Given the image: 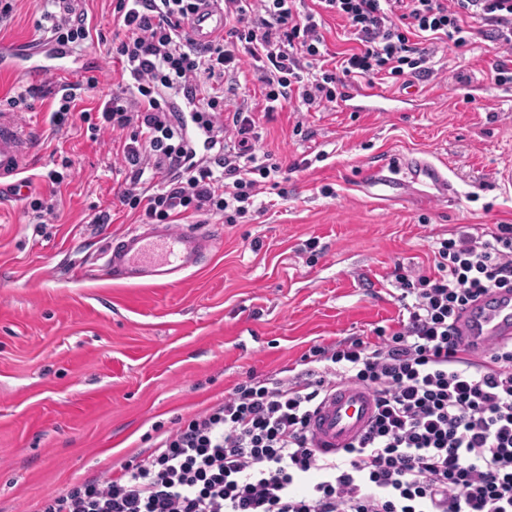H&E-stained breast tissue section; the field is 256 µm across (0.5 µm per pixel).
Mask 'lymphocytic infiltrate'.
<instances>
[{
  "instance_id": "obj_1",
  "label": "lymphocytic infiltrate",
  "mask_w": 512,
  "mask_h": 512,
  "mask_svg": "<svg viewBox=\"0 0 512 512\" xmlns=\"http://www.w3.org/2000/svg\"><path fill=\"white\" fill-rule=\"evenodd\" d=\"M51 39L91 36L81 0H47ZM115 0L110 54L132 84L97 110L75 94L54 97L51 122L79 114L91 138L124 134L117 154L129 174L119 201L155 224L198 215L246 217L280 164L258 161L251 111L229 109L214 84L250 66L265 112L299 102L344 100L357 79L409 86L436 72L430 41L471 43L473 20L512 53V0H224V31L196 45L180 23L198 0ZM323 14L341 18L354 46L327 63ZM190 90L194 120L223 135L222 156L197 160L172 92ZM435 272L397 281L413 302L376 342L316 345L319 363L284 377H248L168 432L144 459L44 497L37 512H512V345L489 359L463 353L457 322L493 288L512 291V224L488 237L440 239ZM360 385L376 401L369 429L323 456L308 425L327 393Z\"/></svg>"
}]
</instances>
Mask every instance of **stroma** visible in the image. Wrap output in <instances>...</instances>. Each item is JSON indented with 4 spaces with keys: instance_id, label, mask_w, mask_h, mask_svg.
Segmentation results:
<instances>
[{
    "instance_id": "stroma-1",
    "label": "stroma",
    "mask_w": 512,
    "mask_h": 512,
    "mask_svg": "<svg viewBox=\"0 0 512 512\" xmlns=\"http://www.w3.org/2000/svg\"><path fill=\"white\" fill-rule=\"evenodd\" d=\"M91 40L78 55L104 58L92 108L122 82L108 57L112 0H86ZM44 0H16L0 42L40 35ZM503 53L485 35L436 48L437 75L404 87L393 112L329 106L255 111L258 152L310 160L255 201L237 224L215 228L218 250L180 283L137 287L81 268L117 233L138 225L117 199L126 173L112 134L90 140L81 122L56 129L50 98L22 121L37 140L32 194L53 203L38 223L26 200L0 194V512H29L43 496L147 455L158 433L202 411L247 376L302 371L310 346L348 343L392 325L402 308L397 273L434 272L449 233L512 224V90L491 75ZM72 174L52 185L54 159ZM423 158L448 176V200L424 185L378 202L365 174L375 163ZM112 221L96 223L101 211Z\"/></svg>"
}]
</instances>
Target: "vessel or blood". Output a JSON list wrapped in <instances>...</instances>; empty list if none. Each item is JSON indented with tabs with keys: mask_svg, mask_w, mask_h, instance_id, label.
<instances>
[{
	"mask_svg": "<svg viewBox=\"0 0 512 512\" xmlns=\"http://www.w3.org/2000/svg\"><path fill=\"white\" fill-rule=\"evenodd\" d=\"M185 27L198 44H206L224 29L222 0H200ZM71 48L49 39L35 44L0 43V74L32 81L53 74L70 73ZM35 138L14 113H0V190L26 195L23 174L29 166ZM412 182L428 181L439 196H447L448 179L434 164L414 158L406 164ZM219 245L213 228L194 225L141 224L114 235L102 253L103 275L131 285L168 286L196 271ZM462 336L485 356L496 345L512 342V292L494 288L471 304L458 323ZM375 410L372 395L364 388L344 385L328 394L311 417L308 430L314 448L335 454L367 428Z\"/></svg>",
	"mask_w": 512,
	"mask_h": 512,
	"instance_id": "obj_1",
	"label": "vessel or blood"
}]
</instances>
